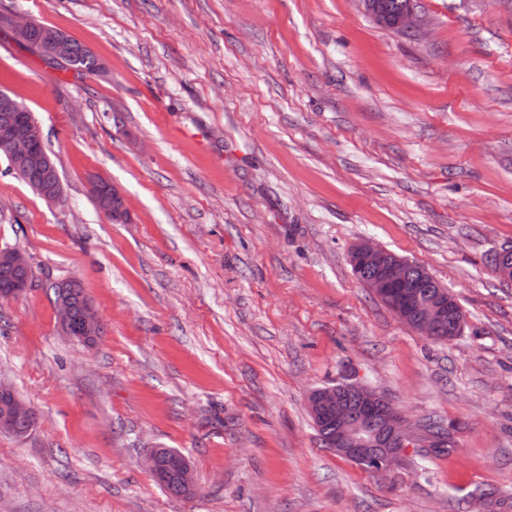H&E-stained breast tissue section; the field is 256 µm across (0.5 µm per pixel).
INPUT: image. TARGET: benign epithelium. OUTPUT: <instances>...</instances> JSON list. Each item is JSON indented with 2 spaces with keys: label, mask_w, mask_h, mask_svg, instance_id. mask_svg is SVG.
<instances>
[{
  "label": "benign epithelium",
  "mask_w": 512,
  "mask_h": 512,
  "mask_svg": "<svg viewBox=\"0 0 512 512\" xmlns=\"http://www.w3.org/2000/svg\"><path fill=\"white\" fill-rule=\"evenodd\" d=\"M0 149L14 162L17 171L44 163L42 153L27 138L23 125L0 131ZM93 184L100 191L108 187V194L101 199L104 212L112 221H127L126 208L112 211V197L120 196L118 189L102 178L94 180ZM498 259V275L512 281V246L498 250ZM349 260L353 266L373 272L369 288L387 303L399 320L420 335L435 338L442 326L449 322L453 323V328L448 330L446 341L450 342L462 333L465 320L457 309L455 296L446 293L421 301L417 288L430 277L426 269H420L419 280L409 279L407 261L371 240L354 245ZM28 287L29 284L23 282L3 281L0 298H16ZM57 307L63 333L85 347L93 346L99 321L91 303H86L84 323L77 331L72 327L69 304L60 300ZM308 407L316 427L327 422L336 425L332 451L356 463H374L376 473L390 469L415 441L403 416L380 393L361 382L314 390L309 394ZM30 412V406L11 387L0 383L1 432L11 429L15 418Z\"/></svg>",
  "instance_id": "obj_1"
}]
</instances>
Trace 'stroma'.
<instances>
[{"instance_id": "obj_1", "label": "stroma", "mask_w": 512, "mask_h": 512, "mask_svg": "<svg viewBox=\"0 0 512 512\" xmlns=\"http://www.w3.org/2000/svg\"><path fill=\"white\" fill-rule=\"evenodd\" d=\"M101 71H59L0 30V89L27 106L62 196L0 157V246L25 255L0 300V381L37 413L0 432V512H512V0H419L420 24L358 0H0ZM107 178L129 219L90 182ZM370 239L467 312L434 342L352 272ZM78 281L103 328L60 329ZM362 381L416 438L371 473L324 448L307 401ZM174 448L198 495L146 458ZM93 184L99 190L100 193L102 192V190L104 188L102 184H105L108 187L107 192L109 194L108 195H102L101 199H102V204H103L104 212L106 214H108L112 218V221L113 222H125V221H127V219H128V212H127V209L125 207V204L119 210V212H112V209L113 210H117V209H119L122 206L121 200L114 197V196L122 197V195L120 194L118 189L113 184H111L110 182H108V181H106L105 179H102V178H99V179L97 178L96 180L93 181ZM112 195H114V196H112ZM11 264L0 262V298L11 299L23 294L29 287L25 281H31V269L27 260L14 258ZM5 278H11L17 281H3ZM20 281V282H18ZM425 431L428 433L431 437H436L439 439L437 444H433L430 447H436V448H427L426 453L427 454H440L449 452L450 449L454 447V441L452 440V437L450 433L446 432L437 421H433L430 418L426 423L423 425ZM448 439V441L446 440Z\"/></svg>"}]
</instances>
